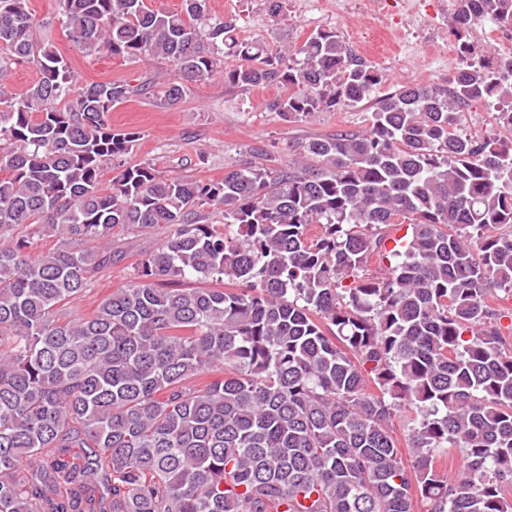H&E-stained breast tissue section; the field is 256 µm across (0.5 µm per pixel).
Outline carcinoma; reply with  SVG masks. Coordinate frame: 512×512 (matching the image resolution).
<instances>
[{
	"mask_svg": "<svg viewBox=\"0 0 512 512\" xmlns=\"http://www.w3.org/2000/svg\"><path fill=\"white\" fill-rule=\"evenodd\" d=\"M58 2L76 51L169 69L69 102V61L34 39L27 0H0V512H512V314L487 301L512 288V141L457 132L475 100L512 130V82L483 64L399 84L362 131L164 178L126 163L139 133L112 108L157 86L175 107L219 75L278 86L269 107L292 123L371 99L384 75L333 31L275 52L243 39L208 0ZM460 2L463 44L486 19L512 27V0ZM16 62L39 72L20 95ZM160 224L133 280L70 318L123 260L112 231ZM44 236L57 247L34 251ZM450 448L455 476L437 464Z\"/></svg>",
	"mask_w": 512,
	"mask_h": 512,
	"instance_id": "carcinoma-1",
	"label": "carcinoma"
}]
</instances>
